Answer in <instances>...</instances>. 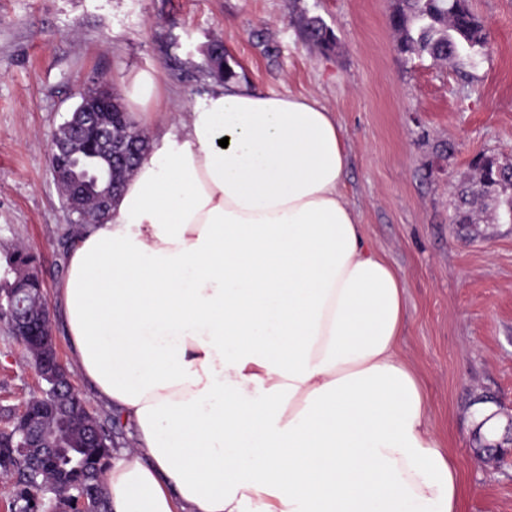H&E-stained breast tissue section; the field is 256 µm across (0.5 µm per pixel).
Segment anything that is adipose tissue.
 <instances>
[{"label":"adipose tissue","instance_id":"adipose-tissue-1","mask_svg":"<svg viewBox=\"0 0 512 512\" xmlns=\"http://www.w3.org/2000/svg\"><path fill=\"white\" fill-rule=\"evenodd\" d=\"M157 92L133 77L159 133L54 290L70 368L129 437L109 512H458L334 112L229 82L161 116Z\"/></svg>","mask_w":512,"mask_h":512}]
</instances>
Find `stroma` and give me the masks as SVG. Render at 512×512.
<instances>
[{
    "instance_id": "stroma-1",
    "label": "stroma",
    "mask_w": 512,
    "mask_h": 512,
    "mask_svg": "<svg viewBox=\"0 0 512 512\" xmlns=\"http://www.w3.org/2000/svg\"><path fill=\"white\" fill-rule=\"evenodd\" d=\"M394 0H0V275L17 244L45 296L66 273L69 215L47 145L82 87L156 72L178 111L208 92L222 41L239 83L311 95L335 112L350 153L343 193L370 243L401 275L400 348L428 398L430 426L459 466V512H512V456L476 450L475 407L512 420V223L475 205L480 235L454 223L455 190L485 154L512 163V0H469L491 34L471 82L458 62L411 58ZM320 18L330 49L303 21ZM39 391L25 348L0 324V428Z\"/></svg>"
}]
</instances>
